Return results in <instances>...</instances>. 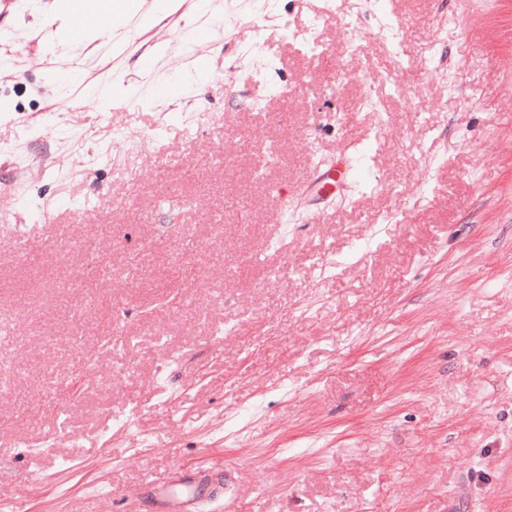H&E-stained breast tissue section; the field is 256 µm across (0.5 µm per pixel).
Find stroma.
<instances>
[{"label": "stroma", "instance_id": "obj_1", "mask_svg": "<svg viewBox=\"0 0 512 512\" xmlns=\"http://www.w3.org/2000/svg\"><path fill=\"white\" fill-rule=\"evenodd\" d=\"M217 2L190 55L194 0L117 53L0 8V209L36 237L0 235V512L183 478L191 512H512V0H388L396 56L370 0ZM145 55L210 78L131 97ZM342 161L377 182L313 196Z\"/></svg>", "mask_w": 512, "mask_h": 512}]
</instances>
